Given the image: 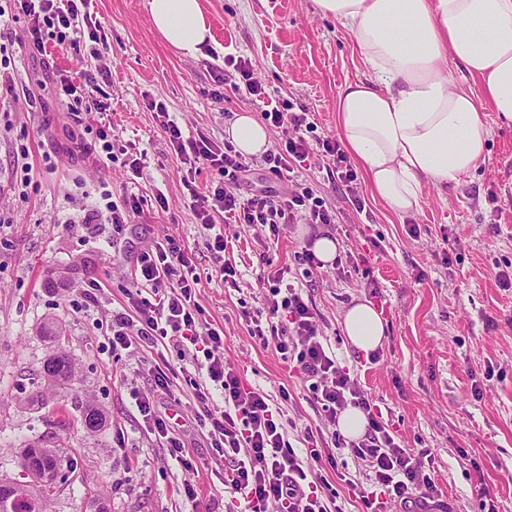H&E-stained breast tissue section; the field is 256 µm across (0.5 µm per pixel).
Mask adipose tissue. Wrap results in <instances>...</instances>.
Returning a JSON list of instances; mask_svg holds the SVG:
<instances>
[{
    "label": "adipose tissue",
    "mask_w": 512,
    "mask_h": 512,
    "mask_svg": "<svg viewBox=\"0 0 512 512\" xmlns=\"http://www.w3.org/2000/svg\"><path fill=\"white\" fill-rule=\"evenodd\" d=\"M354 38L367 77L344 84L337 98L342 143L372 191L394 213L419 210L425 184L438 187L469 173L487 152L483 107L512 124V0H313ZM150 21L186 57L214 41L201 0H147ZM463 67L479 92L456 86ZM226 134L244 156L265 152L266 127L236 114ZM350 344L363 354L381 346L385 322L369 302L343 316Z\"/></svg>",
    "instance_id": "1"
}]
</instances>
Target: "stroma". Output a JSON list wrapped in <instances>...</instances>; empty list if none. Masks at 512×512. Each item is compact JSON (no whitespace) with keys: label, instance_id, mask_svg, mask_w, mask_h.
I'll list each match as a JSON object with an SVG mask.
<instances>
[{"label":"stroma","instance_id":"obj_1","mask_svg":"<svg viewBox=\"0 0 512 512\" xmlns=\"http://www.w3.org/2000/svg\"><path fill=\"white\" fill-rule=\"evenodd\" d=\"M144 4L88 0L99 55L82 66L56 48L43 60L27 55L23 24L0 34V59L10 62L0 66V79L14 88L0 93V480L22 479L25 447L42 439L62 456L47 512H191L188 483L201 501L229 498L207 432L194 419L191 387L175 383L181 421L172 433L194 456L193 471L171 458L135 404L154 397L152 371L161 359L176 361L175 351L112 353V316L136 287V257L167 235L192 252L203 325L223 331L226 365L269 395L292 446L302 448L310 427L332 434L303 377L250 336L246 322L266 313L268 291L258 281L266 265L295 266L296 253L326 233L338 242L340 263L298 279L324 343L400 446L426 450L421 471L434 477L450 512H479L486 497L512 512V287L498 281L512 269V126L487 112L485 157L447 187L425 186L411 215L393 214L365 180V206L355 209L327 160L314 154L299 177L336 209V224H283L274 233L265 224L225 223L216 212L206 226L191 193L205 191L215 174L177 159L150 101L163 102L184 132L218 144L235 114L258 117L267 105L306 112L315 136L334 138L338 90L368 67L350 33L316 13L312 0H202L216 48L192 59L164 43ZM230 56L250 62L264 102L244 92L214 98L212 68ZM83 67L111 72L100 86L127 151L107 168L71 151L99 114L67 112L53 92L58 75ZM159 193L166 208L155 202ZM132 194L143 197V209L120 236L108 224L80 223L91 207L119 205ZM412 224L418 234H409ZM217 230L227 243L220 253L209 247ZM448 252L455 256L449 265ZM361 256L371 267L366 277L353 269ZM228 262L237 269L232 283L219 273ZM62 270L70 287L45 288ZM93 283L92 301L85 291ZM358 301L371 302L386 322L372 358L343 332L342 317ZM50 321L62 326L60 339L44 335ZM61 349L76 368L66 397L31 400L44 360ZM90 401L107 417L94 434L81 421ZM330 451L336 464L324 466L322 478L342 512H361L362 493L373 489L369 462L345 445Z\"/></svg>","mask_w":512,"mask_h":512}]
</instances>
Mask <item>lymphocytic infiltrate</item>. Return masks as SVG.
Listing matches in <instances>:
<instances>
[{"mask_svg": "<svg viewBox=\"0 0 512 512\" xmlns=\"http://www.w3.org/2000/svg\"><path fill=\"white\" fill-rule=\"evenodd\" d=\"M15 11H0V30L24 22L30 53L40 54L47 41H55L69 49L77 60H84V32L79 26L81 9L87 0H13ZM100 85L94 71L82 72L80 81L63 77L55 85L61 105L72 113L96 106L106 112L108 103L100 101ZM159 126L175 152L183 161L202 164L215 171L218 180L208 193L194 194L193 203L202 224H210L211 212L220 211L228 224H332L336 213L309 185L294 179L295 164L305 162L311 149H319L333 165L337 180L349 194L355 208L364 199L358 191V175L337 140L323 138L317 144L301 135L307 124L303 112H286L279 108L264 110L270 125L284 129L283 144L264 157L268 170L284 190L278 197L245 191V175L251 168L246 157L236 152L231 143L217 145L204 134L187 135L171 119L164 103L151 102ZM192 261L185 248L174 238L155 243L136 259L135 278L149 288L127 294L126 312L112 318V352L130 348L144 351L170 344L176 349L179 365L155 368L156 390L169 393L174 380H183L193 389L201 412L198 420L207 427L220 459L229 461L225 483L232 498L225 512H267L269 504H278L280 512H331L328 504L314 492L305 490L309 472L304 459L322 462L325 451L322 434L306 430L307 448L297 454L284 436L282 423L275 419L267 395L248 386L241 373L224 363V339L218 331L200 336L197 325L203 313L193 294L188 276ZM284 269H276L260 277L267 288V324H254L250 332L266 347H274L284 360L293 363L308 384L313 400L320 404L329 426H336L338 413L347 406L361 408L368 416L364 438L352 442L355 455L367 459L374 481L383 487L382 496H364L365 512H410L420 506L427 512H448L441 503L434 480L420 474L421 458L401 448L385 425L379 421L368 398L349 372L340 366L321 340L316 313L301 291L285 283ZM205 363L206 378H197L192 368ZM219 385L223 404H215L210 384Z\"/></svg>", "mask_w": 512, "mask_h": 512, "instance_id": "1", "label": "lymphocytic infiltrate"}]
</instances>
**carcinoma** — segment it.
I'll use <instances>...</instances> for the list:
<instances>
[{
    "label": "carcinoma",
    "mask_w": 512,
    "mask_h": 512,
    "mask_svg": "<svg viewBox=\"0 0 512 512\" xmlns=\"http://www.w3.org/2000/svg\"><path fill=\"white\" fill-rule=\"evenodd\" d=\"M75 376V364L64 351L49 357L43 364L42 377L51 391L65 390ZM106 416L95 406L88 404L83 411V426L99 431L105 424ZM58 455L55 449L40 442L26 448L23 467L31 474L29 481H11L0 489V512H45L46 502L58 469Z\"/></svg>",
    "instance_id": "cac0c4a2"
}]
</instances>
